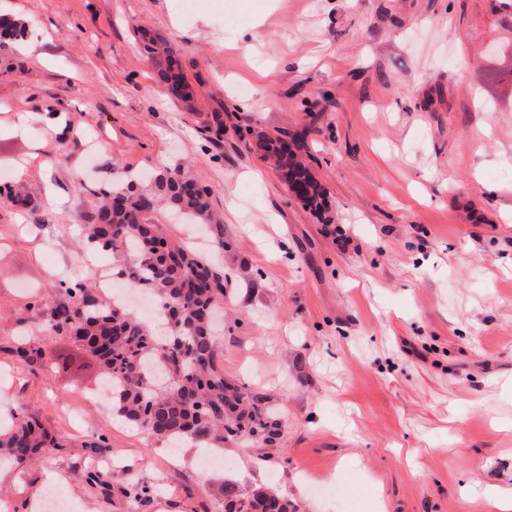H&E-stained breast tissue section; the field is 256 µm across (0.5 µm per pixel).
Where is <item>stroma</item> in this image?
Segmentation results:
<instances>
[{"instance_id":"stroma-1","label":"stroma","mask_w":512,"mask_h":512,"mask_svg":"<svg viewBox=\"0 0 512 512\" xmlns=\"http://www.w3.org/2000/svg\"><path fill=\"white\" fill-rule=\"evenodd\" d=\"M0 14L39 40L0 48V179L35 203L0 209V420L34 417L59 443L23 468L0 458V512L58 495L64 512H222L228 476L298 512H337L353 482L371 489L363 512H490L488 492L512 490V23L490 0H0ZM139 25L174 45L193 109L156 82ZM302 129L322 214L259 147ZM184 163L231 243L219 365L284 423L277 443L225 448L226 470L201 468L207 446L174 452L119 421L68 339L41 367L12 353L34 288L95 285L77 226L96 192Z\"/></svg>"}]
</instances>
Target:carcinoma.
I'll return each mask as SVG.
<instances>
[{"label": "carcinoma", "instance_id": "cac0c4a2", "mask_svg": "<svg viewBox=\"0 0 512 512\" xmlns=\"http://www.w3.org/2000/svg\"><path fill=\"white\" fill-rule=\"evenodd\" d=\"M26 35L24 23L0 15V45L16 44ZM146 52L167 95L191 108L193 93L172 43L154 38ZM261 147L275 157L284 184L304 185V205L324 210L326 191L303 158V144L289 149L276 138ZM0 208L27 211L32 200L22 184L5 183L0 185ZM163 208L205 228L219 251L228 248L209 190L183 167L159 171L147 182L130 179L100 190L81 225V245L85 251L125 258L117 276L126 288L149 291L162 304L166 334L150 330L124 302L106 303L83 281H62L49 299L33 295L28 308L39 313L37 330L21 338L14 353L41 366L48 358L47 339L69 336L112 378L115 415L151 436L219 449L226 442L272 444L280 437V420L268 398L224 378L218 366L215 319L224 311V271L163 235L156 221ZM57 447L56 438L32 418L23 417L0 433V452L18 466ZM221 495L223 512H297L288 496L265 485L244 487L226 480Z\"/></svg>", "mask_w": 512, "mask_h": 512}]
</instances>
